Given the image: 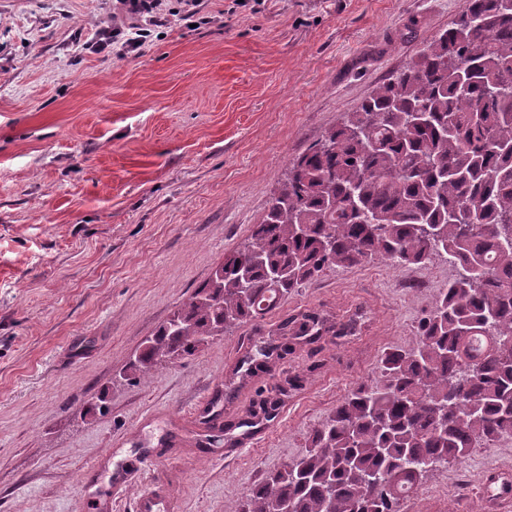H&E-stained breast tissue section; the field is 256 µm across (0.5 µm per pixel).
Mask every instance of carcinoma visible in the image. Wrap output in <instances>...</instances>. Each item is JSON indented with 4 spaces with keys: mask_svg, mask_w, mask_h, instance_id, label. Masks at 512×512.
Listing matches in <instances>:
<instances>
[{
    "mask_svg": "<svg viewBox=\"0 0 512 512\" xmlns=\"http://www.w3.org/2000/svg\"><path fill=\"white\" fill-rule=\"evenodd\" d=\"M380 215L390 224H375ZM444 255L457 277L237 512H400L402 497L512 430V0H469L288 168L263 219L129 362L146 383L264 317L330 266ZM313 314L282 335L314 343Z\"/></svg>",
    "mask_w": 512,
    "mask_h": 512,
    "instance_id": "obj_1",
    "label": "carcinoma"
}]
</instances>
